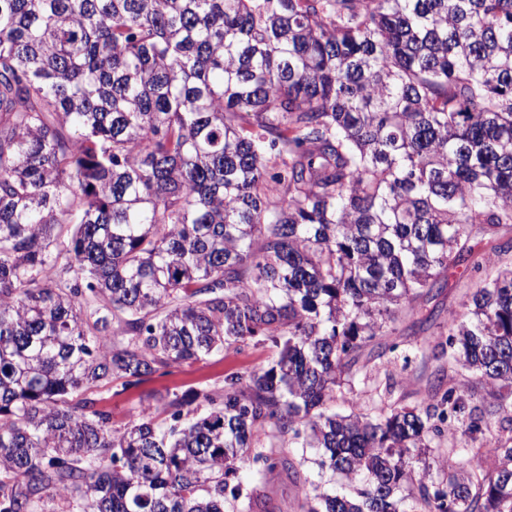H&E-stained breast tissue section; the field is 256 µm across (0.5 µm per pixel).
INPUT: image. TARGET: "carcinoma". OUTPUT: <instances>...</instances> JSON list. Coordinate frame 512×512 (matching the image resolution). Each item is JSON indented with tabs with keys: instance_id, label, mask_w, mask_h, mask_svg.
Listing matches in <instances>:
<instances>
[{
	"instance_id": "carcinoma-1",
	"label": "carcinoma",
	"mask_w": 512,
	"mask_h": 512,
	"mask_svg": "<svg viewBox=\"0 0 512 512\" xmlns=\"http://www.w3.org/2000/svg\"><path fill=\"white\" fill-rule=\"evenodd\" d=\"M508 227L512 0H0V512H254L308 462L354 494L296 512H512ZM485 265L420 405L333 410ZM256 338L163 417L92 398Z\"/></svg>"
}]
</instances>
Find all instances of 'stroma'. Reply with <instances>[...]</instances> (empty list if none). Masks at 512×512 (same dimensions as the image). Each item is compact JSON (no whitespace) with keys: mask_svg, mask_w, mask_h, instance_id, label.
I'll return each instance as SVG.
<instances>
[{"mask_svg":"<svg viewBox=\"0 0 512 512\" xmlns=\"http://www.w3.org/2000/svg\"><path fill=\"white\" fill-rule=\"evenodd\" d=\"M469 286L467 279L451 274L447 288L426 303L417 315L399 319L389 341L397 345L399 352L410 355L406 370L389 378L380 360L368 362L358 372L352 388L339 392L337 411L350 413L352 405L356 404L362 412L374 415L385 402L417 406L426 396L430 382L448 366L447 357L442 356L438 348L448 334L444 319L449 311L460 310L462 295ZM273 356L269 345L251 341L240 350L230 349L204 362L154 374L134 387L113 383L111 389L99 394V404L111 411L112 422L119 427L128 421L132 411L156 405L166 393L202 387L222 388L225 378L267 367ZM321 481L318 467L311 463L303 466L296 478L285 471L276 473L264 485L260 508L262 512H293V504L301 491Z\"/></svg>","mask_w":512,"mask_h":512,"instance_id":"1","label":"stroma"}]
</instances>
